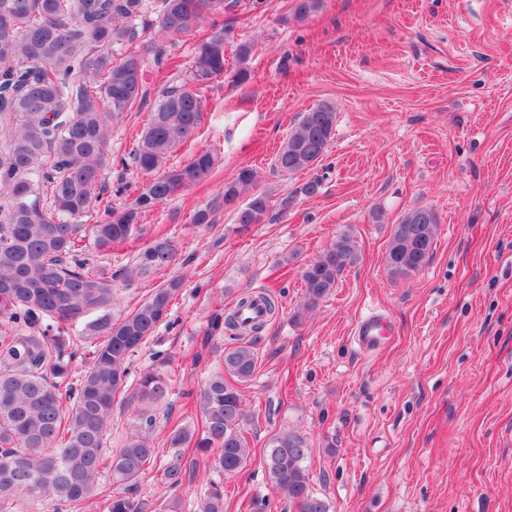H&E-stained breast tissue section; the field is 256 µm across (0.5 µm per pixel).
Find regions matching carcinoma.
Listing matches in <instances>:
<instances>
[{"mask_svg": "<svg viewBox=\"0 0 512 512\" xmlns=\"http://www.w3.org/2000/svg\"><path fill=\"white\" fill-rule=\"evenodd\" d=\"M151 0H0V512H27L43 502L52 512H93V496L107 473L119 492L107 512H139L131 493L156 462L154 406L171 392L158 364L131 375L130 357L155 335L181 288L171 280L132 311L114 319L112 270L86 257L85 242L101 252L129 242L139 218L177 192L210 179L214 154L199 150L184 164L170 157L203 120L204 86L224 75V32H213L194 56L191 79L167 88L130 157L112 159V125L146 97L147 57L136 42L147 38L153 63L165 64L164 45L224 10V0H161L158 22ZM336 112L327 104L302 114L276 155L284 173L311 169L326 155ZM134 165L142 186L129 207L112 205L128 185L106 183L112 167ZM257 174L241 168L192 222L211 223L213 212L234 209L240 230L265 221L269 196L256 189ZM249 201L237 205L244 193ZM427 206L406 212L394 225L386 262L395 277L421 268L432 254L438 228ZM354 238L342 234L302 271L301 321L336 288L355 259ZM177 252L157 235L137 255L146 273L168 266ZM264 301L259 319L239 320V309ZM276 311L270 295L243 294L213 328L238 337L224 348L223 368L196 394L201 431L174 428L170 445L214 454L215 470L238 472L250 455L243 435L248 420L235 383L257 367L256 336ZM98 314L84 336L64 327ZM83 366L75 374L77 366ZM140 405L145 427L106 455V431L116 401ZM307 438L281 430L268 442L265 467L274 490L295 512H329L312 488L305 462ZM173 490L184 480L181 455L163 469ZM199 512H224V488L200 498Z\"/></svg>", "mask_w": 512, "mask_h": 512, "instance_id": "carcinoma-1", "label": "carcinoma"}]
</instances>
